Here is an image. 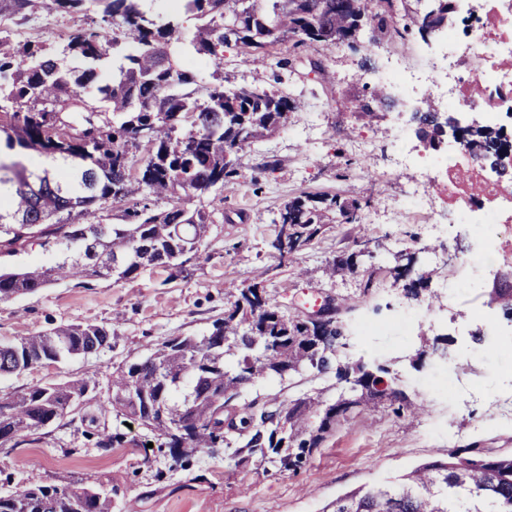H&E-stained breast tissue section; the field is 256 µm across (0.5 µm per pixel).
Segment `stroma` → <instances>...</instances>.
<instances>
[{
  "mask_svg": "<svg viewBox=\"0 0 512 512\" xmlns=\"http://www.w3.org/2000/svg\"><path fill=\"white\" fill-rule=\"evenodd\" d=\"M100 22L94 6L80 14L38 10L24 20L0 18V30L16 41L39 38L58 45ZM436 51L434 39L417 34L374 45L364 33L354 50L342 43L304 50L288 71L256 67L225 49L218 69L225 88L258 83L298 96L299 111L239 153L238 183L192 199L191 208L212 213L214 222L184 273L149 267L130 280L66 282L0 301V343L61 324L105 323L112 329L111 347L98 354L0 378V396L75 378L96 384L72 424L43 428L12 452L0 451V492L37 476L102 487L112 498V512H322L349 491L396 480L457 449L475 444L493 455L512 451V423L499 420L492 407L494 395L512 390V364L500 363L497 349L472 338L482 328L480 312L498 311L490 303L498 269L476 258L484 246L480 229L448 215L447 231L431 234L420 205L405 196V186L418 176L393 167L398 139L415 136V105L406 93L387 83L395 104L373 118L351 108L352 100L386 83L395 55L409 53L424 65ZM365 57L372 70L361 69ZM272 160L276 171L259 172V164ZM325 195L364 201L359 217L370 253L360 257L355 272H326L338 254L355 251L360 235L355 225L336 219L292 261L280 262L271 247L273 219L284 203ZM398 265L409 266L412 280L428 274L419 299L406 297L405 280L394 273ZM256 281L290 312L314 310L328 298L350 304L341 315L347 328L342 355L370 367L387 366L395 389L423 402L426 414L400 416L385 402L354 412L300 469L280 473L257 462L235 467L222 448L173 458L154 446L150 431L107 410L113 371L144 359L172 337L204 334L224 315L227 287ZM425 336L446 339L447 358L432 354L421 342ZM316 394L335 401L333 374L306 369L281 381L262 379L241 398ZM101 430L123 433L124 444L96 447Z\"/></svg>",
  "mask_w": 512,
  "mask_h": 512,
  "instance_id": "1",
  "label": "stroma"
}]
</instances>
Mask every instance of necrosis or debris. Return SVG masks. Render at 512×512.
Returning <instances> with one entry per match:
<instances>
[{
    "label": "necrosis or debris",
    "mask_w": 512,
    "mask_h": 512,
    "mask_svg": "<svg viewBox=\"0 0 512 512\" xmlns=\"http://www.w3.org/2000/svg\"><path fill=\"white\" fill-rule=\"evenodd\" d=\"M475 41L438 33L440 57L428 73L406 66L390 81L456 114L477 112L482 124L512 138V0H482ZM397 163L426 172L432 188L456 218L480 227L512 222V148L488 165L458 140L434 157L399 144Z\"/></svg>",
    "instance_id": "1"
}]
</instances>
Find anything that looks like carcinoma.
<instances>
[{
  "label": "carcinoma",
  "mask_w": 512,
  "mask_h": 512,
  "mask_svg": "<svg viewBox=\"0 0 512 512\" xmlns=\"http://www.w3.org/2000/svg\"><path fill=\"white\" fill-rule=\"evenodd\" d=\"M88 0H0V16L28 8L80 13ZM98 27L71 36L70 67L46 44L14 42L0 35V134L5 147L59 157L60 173L0 166V254L30 241L57 255L50 266L0 271V300L33 294L66 279H130L148 267L184 271L197 254L212 214L190 209L191 198L232 183L237 159L257 139L299 111L296 99L259 85L224 90L219 69L224 49L234 48L267 64L276 51L336 44L361 22L390 39L423 33L448 17L407 10L405 0L361 16L365 0H182L198 24L184 29L144 6L145 0H93ZM301 33L291 42L288 34ZM191 49L211 62L214 82L200 85L175 55ZM100 105L89 104V95ZM389 105L383 85L356 109L368 117ZM415 133L437 148L448 131L461 132L484 162L509 147L499 130L458 126L450 112L425 101L414 112ZM142 129L150 131L139 138ZM164 200L167 207L154 209ZM125 203L122 223L104 214ZM354 198L318 206L294 198L279 210L272 242L280 259H292L316 237L327 213L338 210L357 222ZM82 222H71L72 214ZM224 317L203 336H177L146 359L112 373L107 405L150 430L175 458L224 447L238 465L268 462L280 472L297 471L341 419L388 397L412 415L425 407L381 380L359 360L341 358L336 329L316 337L301 317L285 313L260 283L228 291ZM491 303L512 316V289L496 288ZM112 346V328L80 323L0 343V376L35 365L96 354ZM336 360V383H346L327 406L318 398L273 397L240 403L242 390L260 379H284L303 368L322 374ZM96 385L88 379L48 382L0 397V448L9 451L29 432L62 424ZM111 498L80 481L66 485L28 479L0 494V512H111ZM323 512H512V452L489 456L477 446L448 454L445 462L421 464L389 485L350 491Z\"/></svg>",
  "instance_id": "1"
}]
</instances>
